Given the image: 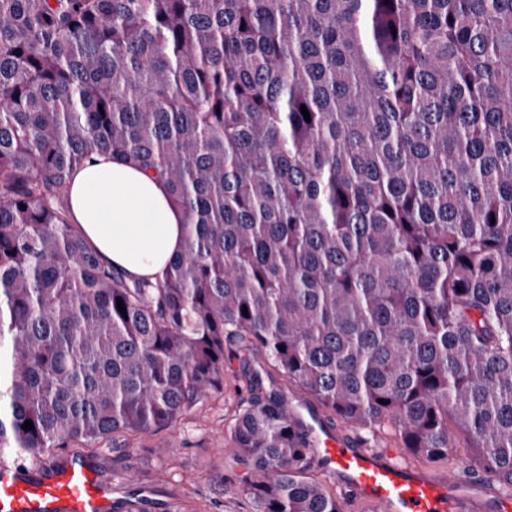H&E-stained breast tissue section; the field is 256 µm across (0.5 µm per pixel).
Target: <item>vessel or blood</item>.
I'll use <instances>...</instances> for the list:
<instances>
[{"label": "vessel or blood", "instance_id": "b4317fda", "mask_svg": "<svg viewBox=\"0 0 512 512\" xmlns=\"http://www.w3.org/2000/svg\"><path fill=\"white\" fill-rule=\"evenodd\" d=\"M312 454L324 469L340 474L356 500L371 512H472L497 496L494 483L462 489L446 475L426 474L354 444L338 429L312 418ZM118 488L95 463L67 456L49 471L0 465V512H112Z\"/></svg>", "mask_w": 512, "mask_h": 512}]
</instances>
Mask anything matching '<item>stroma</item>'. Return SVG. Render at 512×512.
<instances>
[{
  "mask_svg": "<svg viewBox=\"0 0 512 512\" xmlns=\"http://www.w3.org/2000/svg\"><path fill=\"white\" fill-rule=\"evenodd\" d=\"M282 391L290 404L311 397L263 354L224 345V386L203 407L172 424L125 434L123 475L150 487L146 512H254L241 491L244 467L226 453L230 433L253 386Z\"/></svg>",
  "mask_w": 512,
  "mask_h": 512,
  "instance_id": "1",
  "label": "stroma"
}]
</instances>
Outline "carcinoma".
Returning a JSON list of instances; mask_svg holds the SVG:
<instances>
[{
  "label": "carcinoma",
  "mask_w": 512,
  "mask_h": 512,
  "mask_svg": "<svg viewBox=\"0 0 512 512\" xmlns=\"http://www.w3.org/2000/svg\"><path fill=\"white\" fill-rule=\"evenodd\" d=\"M100 154L185 216L154 282L68 220ZM226 339L512 488V0H0V461L177 420ZM309 448L258 387L225 453L255 512H341Z\"/></svg>",
  "instance_id": "1"
}]
</instances>
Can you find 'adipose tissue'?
Returning <instances> with one entry per match:
<instances>
[{
  "label": "adipose tissue",
  "mask_w": 512,
  "mask_h": 512,
  "mask_svg": "<svg viewBox=\"0 0 512 512\" xmlns=\"http://www.w3.org/2000/svg\"><path fill=\"white\" fill-rule=\"evenodd\" d=\"M68 216L104 262L133 279L161 274L184 248L185 218L165 183L107 156L74 174Z\"/></svg>",
  "instance_id": "adipose-tissue-1"
}]
</instances>
